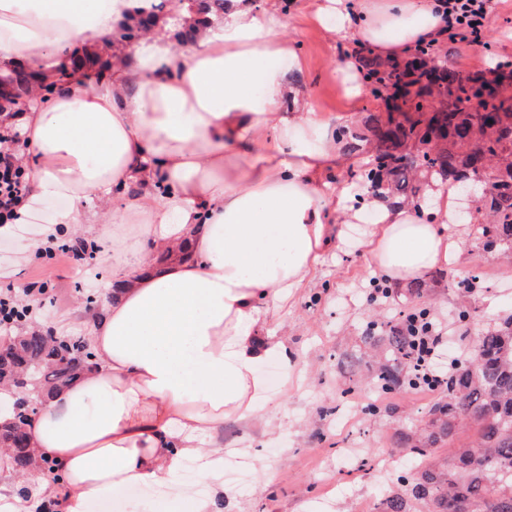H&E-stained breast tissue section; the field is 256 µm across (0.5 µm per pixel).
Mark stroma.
I'll use <instances>...</instances> for the list:
<instances>
[{
  "label": "stroma",
  "instance_id": "stroma-1",
  "mask_svg": "<svg viewBox=\"0 0 512 512\" xmlns=\"http://www.w3.org/2000/svg\"><path fill=\"white\" fill-rule=\"evenodd\" d=\"M288 13L283 29L295 39L301 67L291 79L299 95L314 99L328 119L349 127L360 138L354 152L339 151L328 181L332 188L353 187L365 199L360 174L376 152L377 140L370 120L382 115L384 105L370 87L350 95L344 61L358 49L357 41L325 32L306 4ZM368 229L364 220L346 225L341 238L332 240L326 260L288 313L281 315V332L297 352L295 385L284 382L283 366L271 357L259 364L271 401L273 423L269 431L244 436L241 428L224 426L223 443L229 453L225 465L237 464L233 449L250 446L254 463L245 479L227 478L238 492L237 512H377L384 495L397 489L409 470L408 451L400 433L419 426L439 394L410 388L383 396L374 388L369 357L361 341L368 322L399 325L403 316L427 310L430 318L448 323L446 361L472 352L469 338L493 328L512 315V265L499 252L483 249L472 224H455L459 238L458 262L452 268L427 270L421 277L425 297L410 294L409 283L391 284L386 300L368 297L370 280L380 273L364 252ZM51 288L39 317L53 321L55 311L79 307L89 276L105 287L110 271L102 259H73L71 267L53 266L38 257L32 241L17 242L0 274L15 287L26 284L32 265ZM476 276L471 289L461 280ZM469 316L459 320V309ZM356 355L354 364L345 355ZM178 512V497L167 488L133 486L120 493H103L89 512H156L158 503Z\"/></svg>",
  "mask_w": 512,
  "mask_h": 512
}]
</instances>
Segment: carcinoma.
<instances>
[{"label": "carcinoma", "mask_w": 512, "mask_h": 512, "mask_svg": "<svg viewBox=\"0 0 512 512\" xmlns=\"http://www.w3.org/2000/svg\"><path fill=\"white\" fill-rule=\"evenodd\" d=\"M186 12H224L225 0H179ZM416 68L424 80H408L371 58L358 59L371 82V93L384 101L386 127L374 125L377 154L361 180L373 195L383 187L398 195L417 192V176L457 187L453 219L465 218L464 188L478 179L492 182L495 191L483 206L495 224L499 246L512 249V86L497 75L488 78L477 71L463 74L448 57L429 45L416 54ZM30 75L20 69L7 80L8 95L19 99L29 93ZM498 128L486 130L489 117ZM431 130L435 145L413 153L408 142L422 128ZM362 342L382 348L375 362L373 380L383 393H393L414 378L407 326L378 328L367 325ZM8 351L0 354V384L26 382L34 400L85 376L95 366V354L88 341L71 336L59 341L47 336L42 326L29 319L17 323V334L9 337ZM480 357L457 362L448 372L444 398L428 410L432 422L421 433H405L401 444L417 461L406 491L391 492L379 504L378 512H512V317L476 337ZM23 418L0 424V443L10 449L17 472L36 466L58 480L56 465L37 463L29 449ZM465 424L477 429L475 439L450 459H432L430 448L453 438Z\"/></svg>", "instance_id": "obj_1"}]
</instances>
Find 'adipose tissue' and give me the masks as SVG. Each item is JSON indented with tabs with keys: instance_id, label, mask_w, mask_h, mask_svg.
Wrapping results in <instances>:
<instances>
[{
	"instance_id": "obj_1",
	"label": "adipose tissue",
	"mask_w": 512,
	"mask_h": 512,
	"mask_svg": "<svg viewBox=\"0 0 512 512\" xmlns=\"http://www.w3.org/2000/svg\"><path fill=\"white\" fill-rule=\"evenodd\" d=\"M146 0H0V77L33 70L35 95L18 118L28 132L30 202L69 201L43 238L68 231L112 248V294L81 324L96 355L27 429L37 458L59 482L18 474L0 450V507L88 512L103 491L172 485L185 460L210 482L182 512H216L236 492L222 480L225 421L269 427L266 381L257 367L296 352L274 322L311 280L332 238L358 217L355 197L322 180L336 151L328 120L295 91L284 0H227L223 19L191 20L192 41L174 51L156 21L136 48H112L118 24L137 23ZM328 33L394 55L440 43L435 0H312ZM116 54L104 75L78 61L56 85L66 49ZM55 83L53 93L44 85ZM342 221L331 224L332 213ZM367 232L377 270L391 280L448 264L455 232L448 202L434 223L411 204L376 207ZM116 224L141 227L136 247ZM165 254L158 271L151 256Z\"/></svg>"
}]
</instances>
